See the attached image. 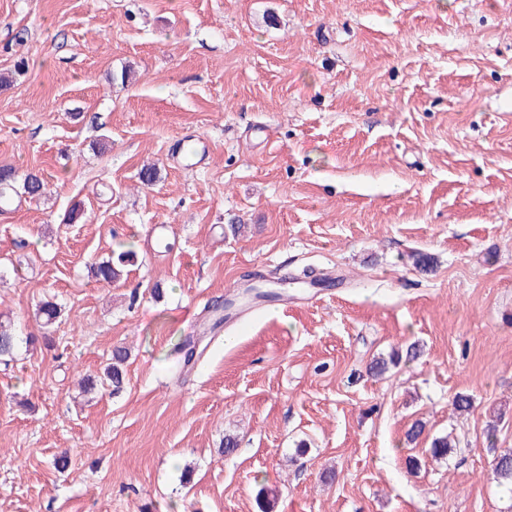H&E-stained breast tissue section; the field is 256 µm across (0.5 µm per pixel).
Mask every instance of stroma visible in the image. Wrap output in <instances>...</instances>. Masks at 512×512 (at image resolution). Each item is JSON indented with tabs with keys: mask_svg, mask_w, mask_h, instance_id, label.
Instances as JSON below:
<instances>
[{
	"mask_svg": "<svg viewBox=\"0 0 512 512\" xmlns=\"http://www.w3.org/2000/svg\"><path fill=\"white\" fill-rule=\"evenodd\" d=\"M1 74L48 189L0 211V319L62 312L0 363V512H512V0H0ZM255 274L287 304L214 327ZM133 256L134 251L126 249L121 251L116 259L111 255L107 259L94 263L92 267L96 279L105 285L112 286V283L120 280L124 275V267L132 262ZM128 358V351L124 347H117L112 351L109 363L103 369V375L100 376L101 384L111 385L113 390H119L125 381V371L123 366Z\"/></svg>",
	"mask_w": 512,
	"mask_h": 512,
	"instance_id": "1",
	"label": "stroma"
}]
</instances>
